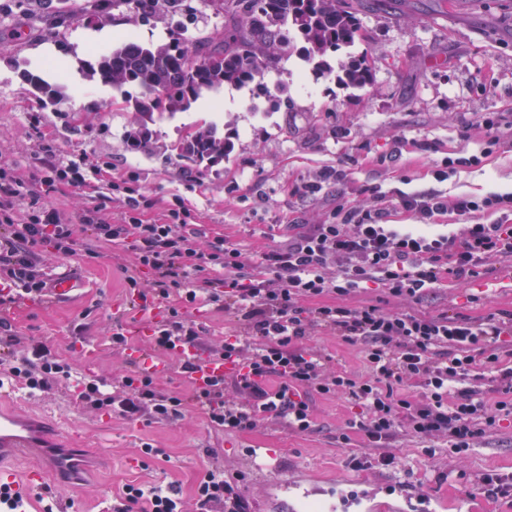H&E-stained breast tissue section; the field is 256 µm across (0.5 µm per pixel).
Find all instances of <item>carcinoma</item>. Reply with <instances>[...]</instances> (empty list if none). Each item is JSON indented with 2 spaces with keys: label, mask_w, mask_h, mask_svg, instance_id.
Masks as SVG:
<instances>
[{
  "label": "carcinoma",
  "mask_w": 512,
  "mask_h": 512,
  "mask_svg": "<svg viewBox=\"0 0 512 512\" xmlns=\"http://www.w3.org/2000/svg\"><path fill=\"white\" fill-rule=\"evenodd\" d=\"M224 17L219 29L181 26L176 36L162 45L129 40L100 56L92 75L123 91L128 85L140 89L133 103L136 127L127 142L138 151L153 147L149 125L155 119L188 108L205 92L225 85L249 87L273 106L289 101L286 88L271 89L256 81L259 74L277 72L295 55L316 68L327 66L326 57L347 51L340 81L354 88L372 84V66L367 59L352 56L361 36L359 12L365 4L354 0H209ZM22 77L51 99L59 93L28 71ZM232 148L227 137L217 136L211 124L187 132L180 143V156L211 163L224 158Z\"/></svg>",
  "instance_id": "obj_1"
}]
</instances>
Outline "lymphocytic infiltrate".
I'll list each match as a JSON object with an SVG mask.
<instances>
[{
    "label": "lymphocytic infiltrate",
    "instance_id": "lymphocytic-infiltrate-1",
    "mask_svg": "<svg viewBox=\"0 0 512 512\" xmlns=\"http://www.w3.org/2000/svg\"><path fill=\"white\" fill-rule=\"evenodd\" d=\"M87 184L85 167L61 158L48 144L28 179L0 167V279L5 282L0 306L17 294L43 295L48 281L36 268L34 247L50 245L59 254H72L76 231L83 228L99 241L134 253L129 284H136L138 272L150 273V287L137 292V309L143 312L156 303L166 307L165 319L150 336L155 353L204 347L200 327L187 315L192 307L233 311L247 338L208 347L210 357L224 360L233 371L208 378L189 393L164 388L158 376L137 366L110 390L104 382L78 376L45 344L22 343L0 321V361L31 391L44 392L68 380L75 384L80 407L129 421H171L193 410L224 432L249 431L274 418L300 433L312 427L313 395H345L359 409L355 427L370 442L388 441L402 426L419 438L447 440L455 453L473 448L486 431L512 416L511 366L495 378L500 401L488 402L465 385L477 362L496 364L503 349L512 347V313L476 323L420 310L351 309L340 302L371 284L391 297L417 301L443 275L474 278L489 258H512V217L501 216L494 224L479 221L482 212L507 206L508 197H459L449 203L418 194L400 198L402 210L431 226L450 212L467 217L457 234L391 228L384 208L348 211L339 221L314 225L265 253L258 271L250 273L247 257L227 240L216 239L209 251H201V231L187 222L185 209L170 210L163 223H144L146 200L136 189L126 191L120 224L106 221L96 209L74 226L43 201L61 188ZM23 197L28 204L22 208ZM329 294L337 296V303L306 307V300ZM314 327L361 345L367 377L330 370L320 354L303 347ZM408 383L420 387L418 400L398 395V387ZM223 507L245 512L223 471L208 470L197 487L194 512ZM113 512L184 510L175 484H128Z\"/></svg>",
    "mask_w": 512,
    "mask_h": 512
}]
</instances>
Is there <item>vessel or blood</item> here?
<instances>
[{"label": "vessel or blood", "mask_w": 512, "mask_h": 512, "mask_svg": "<svg viewBox=\"0 0 512 512\" xmlns=\"http://www.w3.org/2000/svg\"><path fill=\"white\" fill-rule=\"evenodd\" d=\"M78 287L76 280L62 274L55 278L48 297L54 302H63L73 297ZM16 398L14 384L0 383V476L24 496L44 488L47 479H54L68 494L57 499L52 512H73L81 489L78 478L82 468L81 451L72 447V435L62 425L49 416L26 411ZM36 448L41 451L40 465L16 474L14 461ZM395 492V503H381L377 500V488L369 486L358 494L340 497L339 506L342 512H458L461 507L456 501L414 497L404 485L396 487ZM318 493L317 487L302 478L286 477L275 486L279 503L292 508Z\"/></svg>", "instance_id": "b4317fda"}]
</instances>
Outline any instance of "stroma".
<instances>
[{
	"instance_id": "1",
	"label": "stroma",
	"mask_w": 512,
	"mask_h": 512,
	"mask_svg": "<svg viewBox=\"0 0 512 512\" xmlns=\"http://www.w3.org/2000/svg\"><path fill=\"white\" fill-rule=\"evenodd\" d=\"M62 3L0 0V160L15 174L29 175L43 142H51L61 157L100 169L101 180L151 197L147 220H162L169 205L183 201L208 238H224L256 262L287 244L292 225L323 223L339 205L368 207L377 194L392 210L389 223L413 224L416 216L395 207L401 193L453 200L512 192V0H400L392 12L369 5L353 54L372 64L371 85L346 86L336 74L292 58L266 78L270 85L287 82L292 109L252 111L251 92L228 85L220 95L203 94L188 110L157 119L146 152L126 142L133 108L90 69L127 34L155 45L169 42L185 15L172 9L145 21L119 0L116 9L70 23L58 16ZM25 70L60 86V96L41 98L22 78ZM483 116L499 125L495 146L474 126ZM204 122L230 136L232 149L221 161L198 164L179 154L184 133ZM309 182L316 191H302ZM79 239L72 255L43 247L37 259L47 276H74L82 285L78 297L65 304L17 302L7 320L15 335L45 343L83 372L112 379L127 369L133 352L147 353L142 337L149 319L133 309L134 292L111 246L85 233ZM417 307L472 322L510 313L512 261L491 260L466 282L447 277ZM116 323L130 336L123 350L109 342ZM305 344L328 357L333 369L368 373L361 345L324 330L312 332ZM26 405L32 411L51 406L84 441L88 466L77 512H111L128 483L173 482L192 503L214 465L234 482L246 512H276L267 487L287 475L353 486L407 482L439 499L481 498L482 512H512V495L485 496L478 483L485 473L512 477V419L465 452L435 441L430 456V445L402 428L388 443L372 445L349 428L357 409L344 396L314 397L313 426L305 433L279 423L218 433L197 413L171 422H129L81 410L63 381ZM145 442L159 455L143 459ZM355 456L363 468L351 466ZM388 456L393 464H385Z\"/></svg>"
}]
</instances>
